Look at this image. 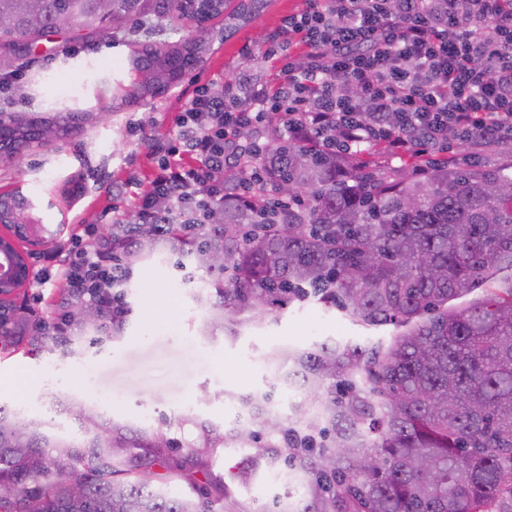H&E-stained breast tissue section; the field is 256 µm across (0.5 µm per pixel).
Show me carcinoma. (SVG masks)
Returning <instances> with one entry per match:
<instances>
[{
  "instance_id": "cac0c4a2",
  "label": "carcinoma",
  "mask_w": 512,
  "mask_h": 512,
  "mask_svg": "<svg viewBox=\"0 0 512 512\" xmlns=\"http://www.w3.org/2000/svg\"><path fill=\"white\" fill-rule=\"evenodd\" d=\"M267 0H0L14 20L0 46L15 50L57 28L97 33L117 16L148 12L198 22L227 15L226 35L255 17ZM38 8L40 24L30 23ZM201 44L142 45L128 64L139 90L157 94L195 67ZM75 115L33 118L0 112V156L66 131ZM372 146L346 153L315 140L279 136L263 163L288 197L274 209L259 185L249 198L224 194L207 224L110 228L121 273L98 289L95 312L71 294L62 317L84 332L124 335L137 268L170 259L198 281L194 299L204 332L235 336L261 328L294 303L314 299L365 327L396 332L370 347L333 339L306 349L278 347L266 356L308 399L286 417L271 415L272 394L241 398L260 429H220L191 416L198 439L192 460L171 454L161 431L104 419L91 406L65 404L80 435L45 432L0 405V512H212L233 488L271 476L294 498L267 512H512V165L486 164L478 152L453 157L414 176L368 159ZM33 201L19 188L0 193V220L17 224ZM205 276L196 278L197 271ZM0 343L37 354L72 357L76 337L55 322L29 331L0 298ZM219 448L241 457L225 479L212 473ZM82 484L72 489L57 463ZM184 482L190 495L168 499L151 484L155 467Z\"/></svg>"
}]
</instances>
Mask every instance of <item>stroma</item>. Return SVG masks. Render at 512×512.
Listing matches in <instances>:
<instances>
[{
	"label": "stroma",
	"mask_w": 512,
	"mask_h": 512,
	"mask_svg": "<svg viewBox=\"0 0 512 512\" xmlns=\"http://www.w3.org/2000/svg\"><path fill=\"white\" fill-rule=\"evenodd\" d=\"M302 7L303 0H269L258 16L226 39L220 17L203 32L168 20L151 32L124 26L107 43L83 34H50L31 50L0 55V77L30 88L16 101L15 111L50 118L59 112L90 114L72 134L0 160V192L21 187L36 203L42 223L67 224L62 237L48 246L34 249L18 243V251L33 254V277L14 290V305L34 321L54 318L69 286L53 262L74 254L72 236L83 226L106 231L134 214L159 159L153 147L176 142L175 118L198 86L219 90L243 75L274 80L276 69L265 57L267 38ZM199 39L210 49L188 77L158 95L120 103V95L141 80L128 67L134 43L161 46ZM50 198L55 208H47ZM135 279L130 299L136 321L119 340L86 335L78 359L33 356L23 347L9 355L0 352V403L23 404L25 417L68 433L76 426L70 412L55 403L61 395L135 426L150 411L154 426L184 446L195 440L196 430L175 425L183 406L194 407L203 421L232 425L238 396L266 391L275 380V370L265 362L271 349H304L328 338L366 346L380 336L314 300L289 306L262 329L248 327L233 338L203 336V312L180 271L151 262Z\"/></svg>",
	"instance_id": "35a3bbf8"
}]
</instances>
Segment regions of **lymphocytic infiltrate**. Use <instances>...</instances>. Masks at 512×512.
<instances>
[{
    "instance_id": "1",
    "label": "lymphocytic infiltrate",
    "mask_w": 512,
    "mask_h": 512,
    "mask_svg": "<svg viewBox=\"0 0 512 512\" xmlns=\"http://www.w3.org/2000/svg\"><path fill=\"white\" fill-rule=\"evenodd\" d=\"M304 2L268 38L276 85L196 88L177 118V146L136 203L139 222L204 223L223 206L231 171L240 193L265 182L261 159L277 118L294 140L326 134L349 152L379 144L420 168L453 140L512 141V0ZM286 44L304 55H282ZM111 256V245L91 244L58 270L94 288Z\"/></svg>"
}]
</instances>
